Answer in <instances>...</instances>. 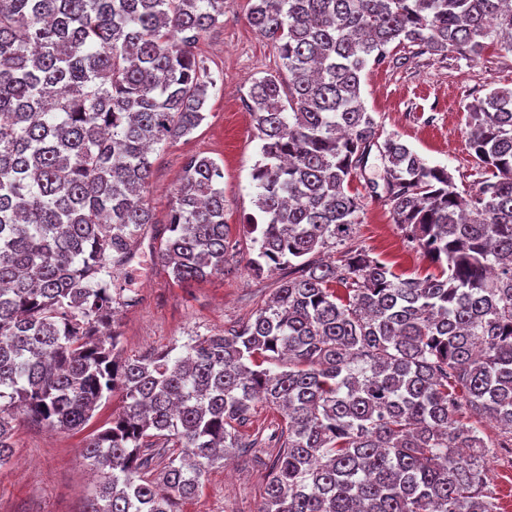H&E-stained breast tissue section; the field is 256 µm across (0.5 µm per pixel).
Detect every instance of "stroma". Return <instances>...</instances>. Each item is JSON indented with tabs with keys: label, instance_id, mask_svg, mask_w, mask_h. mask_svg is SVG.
I'll return each mask as SVG.
<instances>
[{
	"label": "stroma",
	"instance_id": "35a3bbf8",
	"mask_svg": "<svg viewBox=\"0 0 512 512\" xmlns=\"http://www.w3.org/2000/svg\"><path fill=\"white\" fill-rule=\"evenodd\" d=\"M252 0H226L224 21L203 34L199 51L216 84L209 90L206 118L192 134L171 141L152 156L146 199L158 226L166 217L187 156L199 154L224 165V219L233 238H241L244 220L257 208L252 169L260 142L243 97L252 80L275 72L280 59L273 45L249 23ZM498 87H512V54L489 48L480 59L455 60L423 54L404 63L386 61L367 67L362 98L377 123L379 138L398 136L428 164L447 168L460 193H467L479 170L467 144L466 106ZM382 169L371 154L363 178L351 190L364 205L354 233L356 245L370 249L406 277L423 273L427 261L404 239L387 206L368 181ZM241 248L234 275H214L188 287L177 285L168 270L139 249L117 281L129 288L133 305L119 315L124 356L181 347L195 336H208L240 325L272 297L276 276L255 277ZM120 400H102L86 431L63 432L17 416L10 461L0 467V512H84L97 479L82 458L87 431L108 422ZM266 483L245 454L217 462L198 495L182 512H259Z\"/></svg>",
	"mask_w": 512,
	"mask_h": 512
}]
</instances>
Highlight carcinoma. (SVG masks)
Here are the masks:
<instances>
[{
	"mask_svg": "<svg viewBox=\"0 0 512 512\" xmlns=\"http://www.w3.org/2000/svg\"><path fill=\"white\" fill-rule=\"evenodd\" d=\"M224 0H0V467L21 411L81 431L85 512H178L233 448L266 471L260 512H498L491 449L512 451V88L469 106L480 179L378 142L363 71L391 47L512 53V0H256L281 68L245 99L260 160L251 269L281 274L249 321L185 354L121 356L115 274L155 224L153 147L206 119L199 38ZM377 150L394 224L436 271L402 277L353 245L349 191ZM152 255L189 286L235 268L224 166L186 158ZM333 246L337 258L314 256ZM284 412L243 431L256 404ZM499 438L482 435L484 419Z\"/></svg>",
	"mask_w": 512,
	"mask_h": 512,
	"instance_id": "1",
	"label": "carcinoma"
}]
</instances>
